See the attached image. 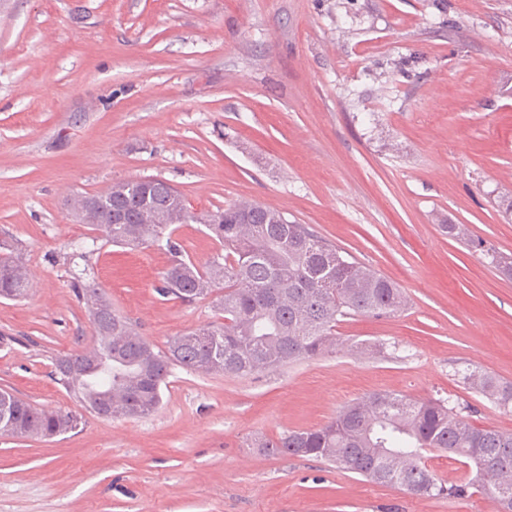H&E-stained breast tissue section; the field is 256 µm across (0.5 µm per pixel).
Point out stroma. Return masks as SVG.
Returning <instances> with one entry per match:
<instances>
[{
	"instance_id": "1",
	"label": "stroma",
	"mask_w": 512,
	"mask_h": 512,
	"mask_svg": "<svg viewBox=\"0 0 512 512\" xmlns=\"http://www.w3.org/2000/svg\"><path fill=\"white\" fill-rule=\"evenodd\" d=\"M144 177L198 211L276 208L407 304L343 319L316 360L174 368L146 417L0 436V512H496L252 443L375 391L512 432V410L462 379L512 384V276L442 230L512 255V0H0V238L32 275L0 299V387L79 410L51 371L93 341L82 270L156 348L218 321L211 300L157 294L163 248L76 222L74 198Z\"/></svg>"
}]
</instances>
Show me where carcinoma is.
<instances>
[{
	"label": "carcinoma",
	"mask_w": 512,
	"mask_h": 512,
	"mask_svg": "<svg viewBox=\"0 0 512 512\" xmlns=\"http://www.w3.org/2000/svg\"><path fill=\"white\" fill-rule=\"evenodd\" d=\"M182 196L161 178L112 184L87 198L94 210L74 207L78 222L102 232L116 246L162 245L170 263L157 292L182 302L215 298L224 321L187 330L159 350L112 311L105 291L77 275L72 289L94 327V354L55 359L52 377L82 409L101 419L142 417L162 403L173 368L248 376L274 366L316 359L334 349L336 324L348 316L387 317L405 305L401 288L372 268L350 260L307 224L284 212L239 201L198 214L176 202ZM196 222L223 244L226 253L199 265L173 238L178 224ZM448 236L483 252L489 264L512 274V257L484 248L462 224H446ZM31 288L29 269L14 243L0 240V298L16 300ZM476 392L506 408L512 385L481 371L464 375ZM0 434L45 439L84 424L75 411L47 410L0 389ZM268 456L312 457L414 496H456L473 488L493 499L497 512H512V432L477 425L441 399L412 400L377 391L342 407L326 424L293 430L251 444ZM444 451L474 465L463 484L446 485L429 469L424 452Z\"/></svg>",
	"instance_id": "cac0c4a2"
}]
</instances>
